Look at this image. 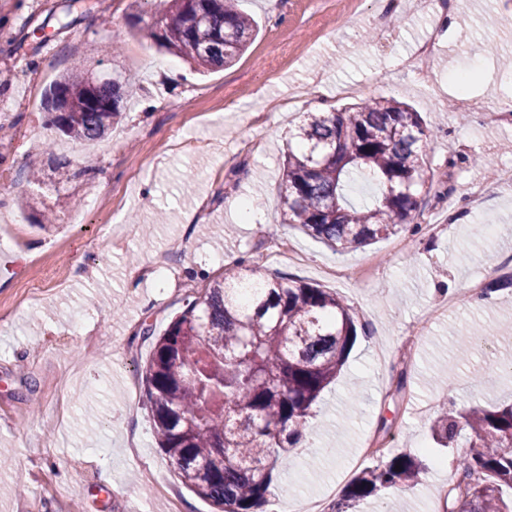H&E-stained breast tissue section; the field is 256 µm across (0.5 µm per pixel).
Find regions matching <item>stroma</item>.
I'll return each mask as SVG.
<instances>
[{
  "label": "stroma",
  "mask_w": 512,
  "mask_h": 512,
  "mask_svg": "<svg viewBox=\"0 0 512 512\" xmlns=\"http://www.w3.org/2000/svg\"><path fill=\"white\" fill-rule=\"evenodd\" d=\"M62 0H0V223L22 241L0 242V512H212L183 485L155 440L142 371L152 342L186 295L241 269L337 292L357 341L340 376L312 407L296 448L275 471L264 512L329 498L339 512H444V493L471 435L432 445L444 408L512 404V117L487 123L489 102L512 100V0H451L455 22L427 70L403 66L430 30V0H406L387 45L373 41L386 0H241L256 37L231 67L202 75L147 34L164 0H88L68 28L44 25ZM494 42V53L484 49ZM102 77L130 75L123 118L88 147L46 129L37 100L73 63ZM478 76L468 111L449 75ZM391 96L420 112L435 136L436 182L424 213L345 255L280 217L279 171L304 113ZM481 183L480 200L469 195ZM298 251L271 265L270 239ZM157 258L147 276L132 263ZM354 270L334 281L325 268ZM502 289L470 304L471 289ZM435 316L415 343L405 328ZM369 448L421 457L400 495L344 501L349 480L375 465ZM109 470L111 482L100 478Z\"/></svg>",
  "instance_id": "1"
}]
</instances>
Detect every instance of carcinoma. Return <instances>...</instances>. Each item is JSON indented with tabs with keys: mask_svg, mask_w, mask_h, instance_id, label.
<instances>
[{
	"mask_svg": "<svg viewBox=\"0 0 512 512\" xmlns=\"http://www.w3.org/2000/svg\"><path fill=\"white\" fill-rule=\"evenodd\" d=\"M149 37L204 73L235 62L255 35L237 0H167ZM120 79L96 81L76 67L43 98L49 124L75 142L100 139L123 115ZM432 131L393 97L338 111L308 112L298 146L281 169L285 224H297L337 254L386 239L421 215L426 149ZM376 181L372 204L344 196L355 176ZM153 339L144 371L153 430L181 482L218 512H262L275 462L299 442L312 405L340 373L357 339L351 308L336 293L275 277L237 274L183 299L181 312ZM461 455L446 512H512V406L440 413L433 436ZM420 463L401 453L363 469L346 498L410 485Z\"/></svg>",
	"mask_w": 512,
	"mask_h": 512,
	"instance_id": "1",
	"label": "carcinoma"
}]
</instances>
